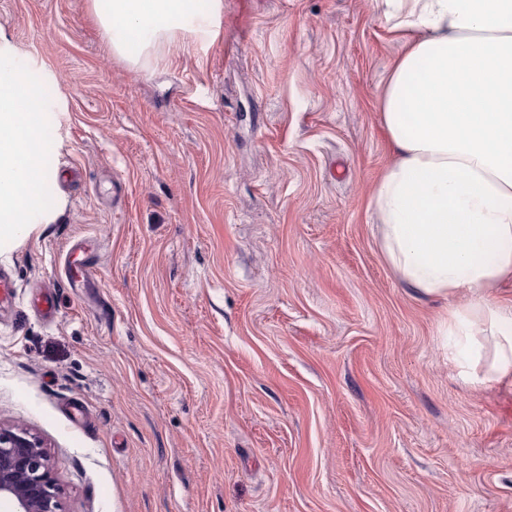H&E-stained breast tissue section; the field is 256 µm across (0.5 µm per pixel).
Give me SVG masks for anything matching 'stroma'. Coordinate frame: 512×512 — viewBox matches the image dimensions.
<instances>
[{
	"label": "stroma",
	"instance_id": "1",
	"mask_svg": "<svg viewBox=\"0 0 512 512\" xmlns=\"http://www.w3.org/2000/svg\"><path fill=\"white\" fill-rule=\"evenodd\" d=\"M199 10L212 36L135 66L90 0H0L58 171L0 256V425L43 440L61 512H512V385L449 368L445 302L380 249L403 39L374 0ZM92 250L88 242L83 239L70 245L68 274L65 272L69 282L87 283L95 275L96 262L90 258Z\"/></svg>",
	"mask_w": 512,
	"mask_h": 512
}]
</instances>
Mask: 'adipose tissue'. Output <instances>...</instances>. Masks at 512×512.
Segmentation results:
<instances>
[{
  "label": "adipose tissue",
  "instance_id": "obj_1",
  "mask_svg": "<svg viewBox=\"0 0 512 512\" xmlns=\"http://www.w3.org/2000/svg\"><path fill=\"white\" fill-rule=\"evenodd\" d=\"M406 37L379 112L394 162L371 205L381 251L418 294L448 303V362L477 385L512 382V0H375ZM114 55L149 56L196 0H91ZM40 88L0 58V255L46 215L55 173Z\"/></svg>",
  "mask_w": 512,
  "mask_h": 512
}]
</instances>
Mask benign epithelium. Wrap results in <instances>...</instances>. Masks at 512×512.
I'll return each mask as SVG.
<instances>
[{
    "label": "benign epithelium",
    "instance_id": "obj_1",
    "mask_svg": "<svg viewBox=\"0 0 512 512\" xmlns=\"http://www.w3.org/2000/svg\"><path fill=\"white\" fill-rule=\"evenodd\" d=\"M62 494L42 440L0 426V504L12 512H60Z\"/></svg>",
    "mask_w": 512,
    "mask_h": 512
}]
</instances>
